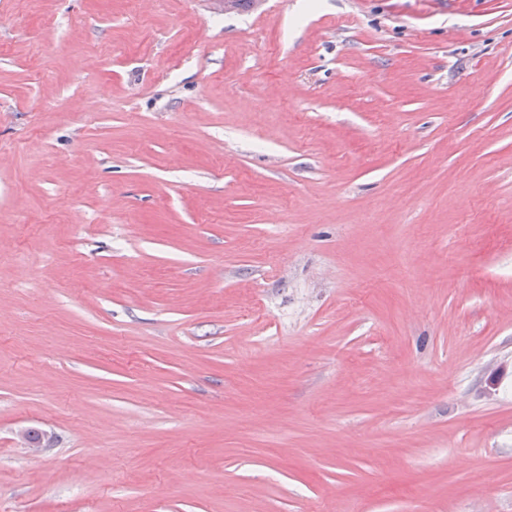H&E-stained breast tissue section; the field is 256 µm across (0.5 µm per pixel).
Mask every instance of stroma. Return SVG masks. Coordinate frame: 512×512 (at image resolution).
<instances>
[{
	"instance_id": "35a3bbf8",
	"label": "stroma",
	"mask_w": 512,
	"mask_h": 512,
	"mask_svg": "<svg viewBox=\"0 0 512 512\" xmlns=\"http://www.w3.org/2000/svg\"><path fill=\"white\" fill-rule=\"evenodd\" d=\"M0 512H512V0H0Z\"/></svg>"
}]
</instances>
